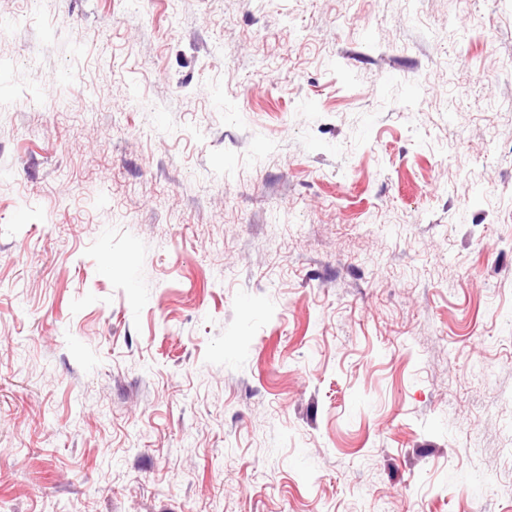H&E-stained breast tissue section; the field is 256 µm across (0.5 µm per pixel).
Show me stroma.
<instances>
[{
	"label": "stroma",
	"instance_id": "stroma-1",
	"mask_svg": "<svg viewBox=\"0 0 512 512\" xmlns=\"http://www.w3.org/2000/svg\"><path fill=\"white\" fill-rule=\"evenodd\" d=\"M20 10L8 512H512V0Z\"/></svg>",
	"mask_w": 512,
	"mask_h": 512
}]
</instances>
